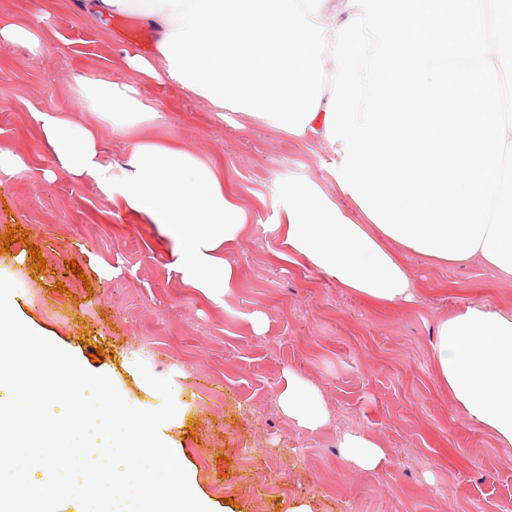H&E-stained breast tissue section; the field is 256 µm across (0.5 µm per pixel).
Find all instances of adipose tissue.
<instances>
[{
  "mask_svg": "<svg viewBox=\"0 0 512 512\" xmlns=\"http://www.w3.org/2000/svg\"><path fill=\"white\" fill-rule=\"evenodd\" d=\"M316 0H140L141 14L157 32L156 52L125 51L121 65L148 85L207 100L216 114L245 112L301 139L325 136L328 95L323 62L335 44V17ZM38 20L0 19V45L39 53ZM75 115L37 111L53 158L46 179L64 173L94 179L111 190L115 176L94 126L84 112L107 122L113 135L160 120V100H145L123 81L84 75L76 88ZM122 182L123 208L157 225L173 243L172 269L182 282L220 300L237 286L226 254L245 215L218 170L192 153L152 143L133 145ZM284 243L291 253L333 279L338 287L380 303L412 301L408 267L390 250L389 235L361 211L341 205L309 183L288 187ZM434 372L460 413L512 446V317L486 303H469L442 320L433 345ZM278 394L282 412L315 431L329 415L317 387L288 371ZM344 461L376 469L386 461L366 433L344 434Z\"/></svg>",
  "mask_w": 512,
  "mask_h": 512,
  "instance_id": "1",
  "label": "adipose tissue"
}]
</instances>
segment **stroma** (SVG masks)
<instances>
[{"label":"stroma","instance_id":"1","mask_svg":"<svg viewBox=\"0 0 512 512\" xmlns=\"http://www.w3.org/2000/svg\"><path fill=\"white\" fill-rule=\"evenodd\" d=\"M78 4L0 0V18L46 9L49 31L40 53L0 48V147L28 165L0 186V236L17 225L28 234L0 254V276L17 286V317L86 370L112 378L134 407L162 404L137 363L170 380L178 411L160 436L212 512H289L300 503L310 512H512V447L466 421L432 367L439 322L480 300L512 314V280L478 258L450 267L408 255L412 302L383 304L337 288L285 250L277 226L289 183L313 182L337 198L328 146L243 112L222 123L205 99L171 90L158 123L123 137L105 122L95 127L117 175L135 143L172 144L215 165L235 194L246 214L229 254L236 288L216 302L184 284L157 226L125 214L121 181L106 192L89 178L43 176L52 157L32 109H72L79 74L139 82L120 65L132 41L113 23L85 20ZM31 243L44 270L32 267ZM72 259L84 279L68 270ZM289 370L317 386L331 413L318 432L300 430L277 405ZM349 430L375 438L387 463L372 471L346 464L339 443Z\"/></svg>","mask_w":512,"mask_h":512}]
</instances>
